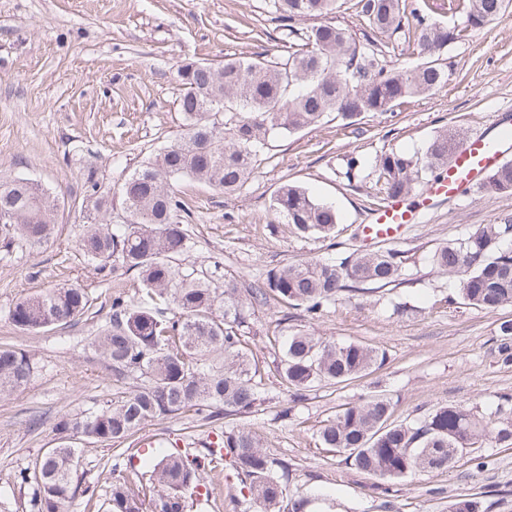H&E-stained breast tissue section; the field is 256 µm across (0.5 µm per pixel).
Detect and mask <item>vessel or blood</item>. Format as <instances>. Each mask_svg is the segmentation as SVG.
<instances>
[{"mask_svg": "<svg viewBox=\"0 0 512 512\" xmlns=\"http://www.w3.org/2000/svg\"><path fill=\"white\" fill-rule=\"evenodd\" d=\"M512 159V118H495L484 133L465 142L457 151L447 171L431 181L426 189L428 199L453 198L465 189L480 185L493 169ZM421 210L406 197L390 198L374 211L368 224L362 225L364 240H395L404 226L418 223Z\"/></svg>", "mask_w": 512, "mask_h": 512, "instance_id": "1", "label": "vessel or blood"}]
</instances>
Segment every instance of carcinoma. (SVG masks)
<instances>
[{
  "label": "carcinoma",
  "instance_id": "obj_1",
  "mask_svg": "<svg viewBox=\"0 0 512 512\" xmlns=\"http://www.w3.org/2000/svg\"><path fill=\"white\" fill-rule=\"evenodd\" d=\"M346 0H267L278 21L288 54L276 60L238 56L213 66L190 62L178 74L179 108L185 129L177 142L154 160L131 171L119 185L126 220L112 224L110 193L100 190L95 172L85 178L93 218L78 242L85 261L102 270L118 259L138 273L137 298L112 299L109 320L92 346L112 368L116 382L136 384L117 392L105 405L66 418L57 428L69 435L36 460L31 498L33 512H71L79 490V457L71 440L84 437L118 446L150 422L189 411L198 415L224 407L228 420L210 462L228 465L240 495L262 512H284L288 463L263 446L248 428L235 424L265 403L264 372L254 359L248 334L255 308L276 301L314 320L343 292H370L401 281L403 259L393 249L353 251L340 260H311L275 269L261 283L243 289L224 276L218 296L206 279L173 264L190 249L182 215L186 202L172 190L181 178L203 182L233 194L245 184L258 154L270 138L294 134L336 113L343 126L362 133L367 113L384 114L448 84L452 70L440 63L448 44L498 20L508 0H352L364 40L333 21ZM446 10L462 22L452 27L434 15ZM317 19L319 23L304 26ZM397 54L408 60L389 64ZM463 143L457 132L442 130L420 156L394 151L377 155L367 176L375 196L387 200L411 193L427 171L448 166ZM493 194L512 192V163L490 173L481 184ZM55 199L27 178L0 180V211L11 223L0 224V251L41 248L53 233ZM276 217L303 236L327 238L339 216L330 204L306 188L284 184L272 203ZM432 262L444 274L461 276L459 291L468 304L495 311L512 306V220L488 224L460 242L437 249ZM92 306L78 285L51 288L18 299L9 311L23 332L72 326ZM498 352L512 362V321L499 327ZM385 352L357 342L325 341L297 331L282 337L276 371L292 395L317 386L361 378L381 366ZM35 366L29 354L0 347V397L24 386ZM393 404L383 394L347 404L319 431V443L345 454V463L378 480L401 481L421 472L447 470L459 450L482 445L489 430L499 441H512V418L500 426L463 405L439 406L420 419L396 424ZM103 512H183L185 500L209 492L199 466L173 453L145 457L156 494L147 496L118 473Z\"/></svg>",
  "mask_w": 512,
  "mask_h": 512
}]
</instances>
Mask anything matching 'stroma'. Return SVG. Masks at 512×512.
Returning <instances> with one entry per match:
<instances>
[{"label": "stroma", "mask_w": 512, "mask_h": 512, "mask_svg": "<svg viewBox=\"0 0 512 512\" xmlns=\"http://www.w3.org/2000/svg\"><path fill=\"white\" fill-rule=\"evenodd\" d=\"M286 51L266 0H0V178L32 179L60 203L42 249L17 247L0 257V346L25 350L35 364L26 385L0 398V512H30L32 487L20 482L19 472L32 471L55 446L61 418L97 409L115 390L111 370L90 341L108 320L113 297L135 296L138 279L118 261L95 269L77 247L85 229L87 172L95 171L104 188H117L179 139L181 65L216 66L241 53L270 59ZM444 59L453 71L447 85L396 112L366 114L362 135L328 117L270 139L237 193L188 178L175 182L176 194L191 206L184 222L192 241L177 264L220 289L228 274L246 285L290 264L336 259L356 248L379 250V243L360 236L373 209L370 183L347 182L339 170L350 156L368 164L385 151L422 154L445 128L475 137L512 110V7L449 44ZM287 182L335 205L334 237H304L277 222L271 204ZM506 218L512 219V193L474 188L438 201L390 244L405 257L401 284L342 294L315 320L275 302L256 310L249 343L265 368L266 401L240 423L288 461V497L303 501L301 512H448L460 498L512 512V445L494 438L464 449L452 468L395 483L387 494L318 442L340 405L374 394L392 398L399 422L441 405H462L486 419L512 410V365L501 363L497 349L498 326L512 320V307L488 311L465 304L458 278L432 263L437 247ZM66 284L81 285L92 298L85 317L65 329H15L9 310L17 299ZM278 328L359 342L387 359L362 379L309 391L297 401L275 376L278 346L271 336ZM224 425L220 415L190 414L152 422L144 432L160 446L181 439L203 461ZM75 446L82 486L108 498L111 446L81 440ZM478 456L489 459L487 468H475Z\"/></svg>", "instance_id": "1"}]
</instances>
